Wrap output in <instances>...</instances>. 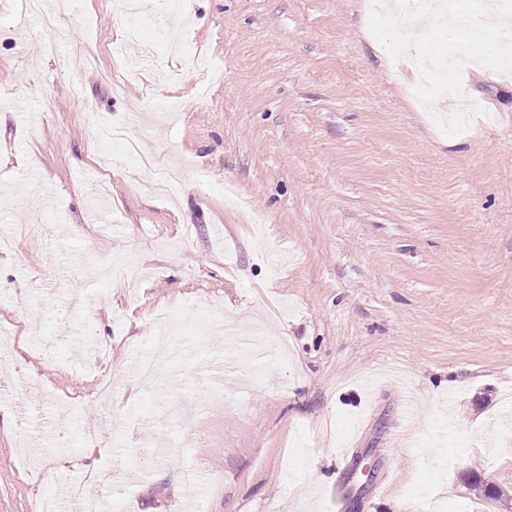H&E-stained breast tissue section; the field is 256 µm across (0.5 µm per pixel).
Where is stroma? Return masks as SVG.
I'll list each match as a JSON object with an SVG mask.
<instances>
[{
    "label": "stroma",
    "mask_w": 512,
    "mask_h": 512,
    "mask_svg": "<svg viewBox=\"0 0 512 512\" xmlns=\"http://www.w3.org/2000/svg\"><path fill=\"white\" fill-rule=\"evenodd\" d=\"M371 7L191 0L146 24V68L112 0H74L61 41L0 0V238L38 228L0 249V512H68L90 474L95 512H337L339 483L344 512L443 487L440 512H512V446L485 432L512 388V73L464 68L485 113L445 135ZM135 107L176 204L97 136ZM215 315L287 348L239 352L236 385L194 397ZM165 332L183 352L143 383Z\"/></svg>",
    "instance_id": "1"
}]
</instances>
